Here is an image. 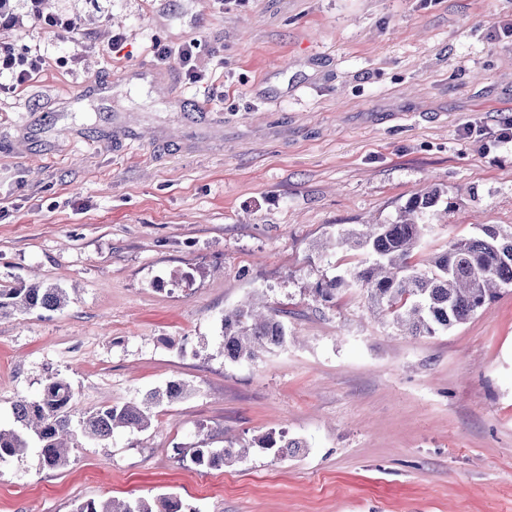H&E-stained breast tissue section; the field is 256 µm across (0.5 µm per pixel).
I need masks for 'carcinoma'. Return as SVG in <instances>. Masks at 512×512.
<instances>
[{
  "label": "carcinoma",
  "instance_id": "carcinoma-1",
  "mask_svg": "<svg viewBox=\"0 0 512 512\" xmlns=\"http://www.w3.org/2000/svg\"><path fill=\"white\" fill-rule=\"evenodd\" d=\"M440 194L431 190L416 194L402 214L389 224H366L364 229L345 230L319 247L328 259L338 252L346 265L339 275L324 277L311 289L314 300L333 306L336 299L353 290L366 295L368 308L392 324L402 335L432 336L466 323L478 310L498 297L503 287L512 286V230L484 224L481 234L460 238L426 261L416 259L427 225L417 217L433 207ZM60 288L31 284L0 288V314L5 310L30 312L57 310L65 306ZM224 357L254 361L260 353L286 343L287 334L278 311H263L248 301L222 318ZM184 384L173 381L163 391H153L136 402L104 405L74 418L71 384L55 377L45 384L35 400L22 398L13 407L14 426L0 427V460L23 455L31 442L41 448L44 468L60 469L69 462L70 451L87 442L112 437L118 429L142 432L151 427L154 408L161 401L180 399ZM258 447L286 455L300 442L281 431L257 439ZM246 451L209 448L201 440L191 460L204 467H221L241 458ZM177 500L159 498L85 501L74 512H181Z\"/></svg>",
  "mask_w": 512,
  "mask_h": 512
}]
</instances>
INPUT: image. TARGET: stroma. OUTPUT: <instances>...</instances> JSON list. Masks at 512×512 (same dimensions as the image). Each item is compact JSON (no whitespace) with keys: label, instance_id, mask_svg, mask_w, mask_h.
<instances>
[{"label":"stroma","instance_id":"35a3bbf8","mask_svg":"<svg viewBox=\"0 0 512 512\" xmlns=\"http://www.w3.org/2000/svg\"><path fill=\"white\" fill-rule=\"evenodd\" d=\"M511 24L512 0H11L0 42L45 67L0 76V288L67 304L0 318V425L57 376L79 412L191 392L63 469L0 462V512H512V288L416 339L362 293H307L334 273L320 241L432 187L422 257L512 228ZM193 39L203 87L152 51ZM258 291L288 342L225 360L224 312ZM201 429L246 458L178 460ZM274 431L300 449L254 447ZM181 510L179 501L163 497L153 501L145 498L90 500L77 504L74 512H182Z\"/></svg>","mask_w":512,"mask_h":512}]
</instances>
